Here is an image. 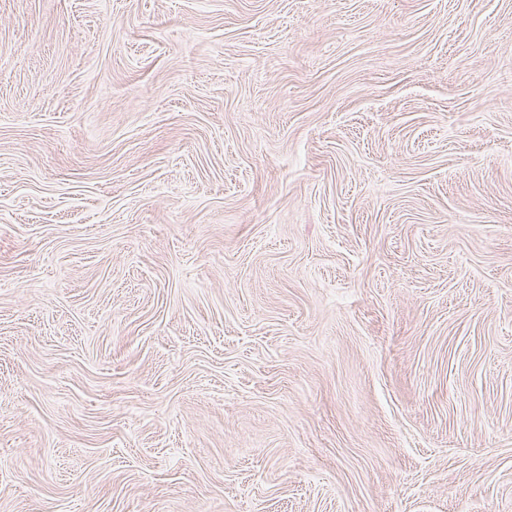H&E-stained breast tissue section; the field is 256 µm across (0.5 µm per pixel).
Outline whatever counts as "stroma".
<instances>
[{
    "instance_id": "obj_1",
    "label": "stroma",
    "mask_w": 512,
    "mask_h": 512,
    "mask_svg": "<svg viewBox=\"0 0 512 512\" xmlns=\"http://www.w3.org/2000/svg\"><path fill=\"white\" fill-rule=\"evenodd\" d=\"M0 512H512V0H0Z\"/></svg>"
}]
</instances>
